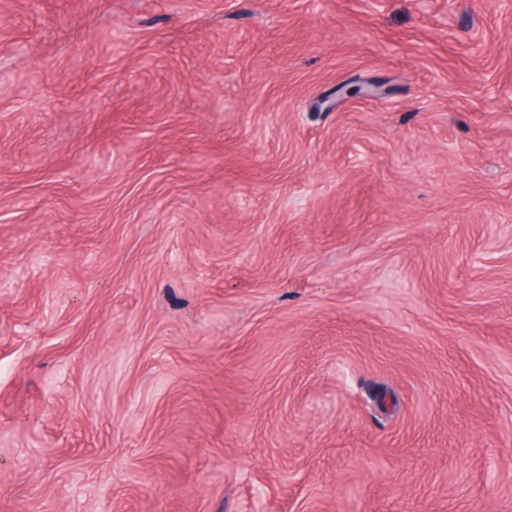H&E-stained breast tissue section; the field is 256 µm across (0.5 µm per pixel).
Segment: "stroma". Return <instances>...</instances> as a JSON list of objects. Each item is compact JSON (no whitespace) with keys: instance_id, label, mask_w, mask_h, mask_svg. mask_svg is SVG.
<instances>
[{"instance_id":"35a3bbf8","label":"stroma","mask_w":512,"mask_h":512,"mask_svg":"<svg viewBox=\"0 0 512 512\" xmlns=\"http://www.w3.org/2000/svg\"><path fill=\"white\" fill-rule=\"evenodd\" d=\"M0 512H512V0H0Z\"/></svg>"}]
</instances>
